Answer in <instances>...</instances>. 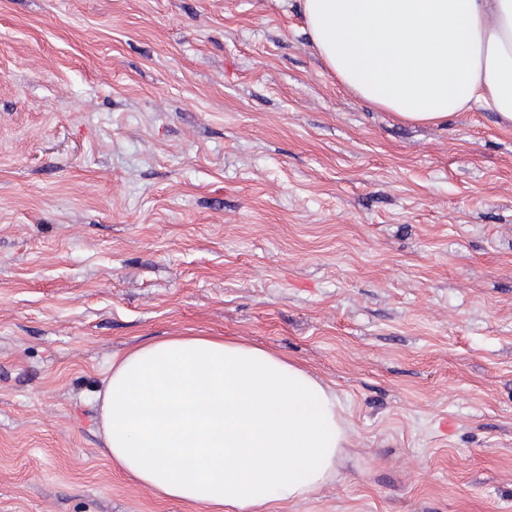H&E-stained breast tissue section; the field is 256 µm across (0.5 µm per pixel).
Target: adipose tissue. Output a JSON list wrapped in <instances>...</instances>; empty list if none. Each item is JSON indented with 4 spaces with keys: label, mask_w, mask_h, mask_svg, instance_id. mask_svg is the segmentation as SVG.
Segmentation results:
<instances>
[{
    "label": "adipose tissue",
    "mask_w": 512,
    "mask_h": 512,
    "mask_svg": "<svg viewBox=\"0 0 512 512\" xmlns=\"http://www.w3.org/2000/svg\"><path fill=\"white\" fill-rule=\"evenodd\" d=\"M337 80L402 122L479 105L512 123V0H300ZM113 466L205 512H281L330 477L335 392L264 349L170 336L113 359L101 394Z\"/></svg>",
    "instance_id": "ef3b65f1"
}]
</instances>
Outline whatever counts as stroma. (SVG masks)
I'll return each mask as SVG.
<instances>
[{"instance_id":"35a3bbf8","label":"stroma","mask_w":512,"mask_h":512,"mask_svg":"<svg viewBox=\"0 0 512 512\" xmlns=\"http://www.w3.org/2000/svg\"><path fill=\"white\" fill-rule=\"evenodd\" d=\"M185 334L335 390L282 512H512V126L374 108L299 0H0V512H203L113 467L97 398Z\"/></svg>"}]
</instances>
